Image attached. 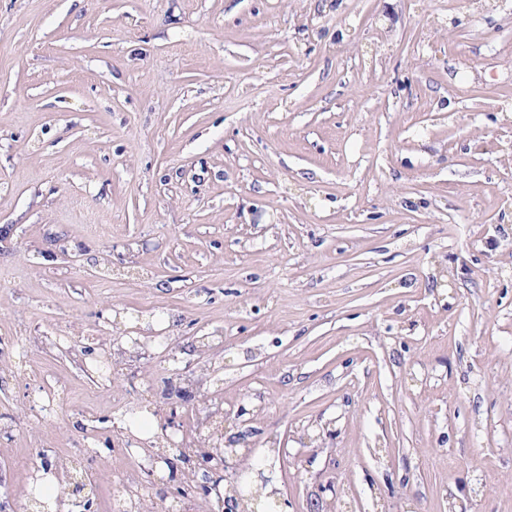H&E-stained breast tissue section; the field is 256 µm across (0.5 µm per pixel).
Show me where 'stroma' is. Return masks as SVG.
Wrapping results in <instances>:
<instances>
[{
    "instance_id": "35a3bbf8",
    "label": "stroma",
    "mask_w": 512,
    "mask_h": 512,
    "mask_svg": "<svg viewBox=\"0 0 512 512\" xmlns=\"http://www.w3.org/2000/svg\"><path fill=\"white\" fill-rule=\"evenodd\" d=\"M510 243L512 0H0V502L194 512L134 409L286 512H512ZM50 468L47 471L43 466H40L38 470L36 469L34 474V476L36 475V479L30 482V493L31 496L42 501L46 499L54 501L59 490L60 497L58 501L61 502L63 498L68 495L65 490H70V483L68 481H62L59 489V482Z\"/></svg>"
}]
</instances>
